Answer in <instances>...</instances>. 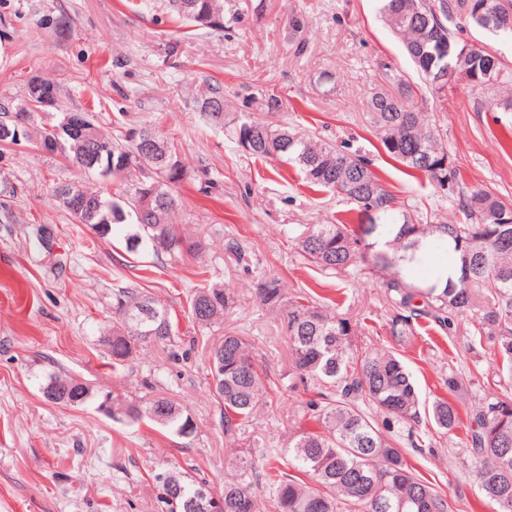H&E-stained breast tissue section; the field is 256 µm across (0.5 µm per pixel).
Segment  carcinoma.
Instances as JSON below:
<instances>
[{
    "label": "carcinoma",
    "instance_id": "carcinoma-1",
    "mask_svg": "<svg viewBox=\"0 0 512 512\" xmlns=\"http://www.w3.org/2000/svg\"><path fill=\"white\" fill-rule=\"evenodd\" d=\"M495 22L486 24L475 16L477 8ZM171 9L192 27L224 29L223 0H171ZM388 26L403 36L406 49L432 95L440 93L429 72L442 63L437 47L456 42L455 28L465 21L479 28L512 38V0H382ZM429 23H424L423 17ZM384 82L393 92L371 98L370 119L390 158L408 170L427 176L439 185L448 180V170L436 169L448 157L439 147L434 115L418 106L416 88L395 69L383 67ZM50 102L28 95L21 103H0V114H12L15 123H27L35 112L59 106L60 83L45 81ZM216 125H224V95L220 87L209 88L201 98L200 111ZM86 126L102 144L94 166L83 158L91 152L86 142L60 122L39 132L41 146L58 153L80 173L102 180L139 173L129 197H107L76 183L54 188V195L78 199V221L108 237L113 227L134 218L136 231L126 237L130 252L150 248L173 261L196 255L204 245L182 233L173 223L178 206L177 189L186 171L176 146L150 124L136 132L155 138L160 147L151 156L137 157L133 131L117 138L102 132L88 112L81 113ZM238 144L249 153L294 164L313 188L330 190L367 215L365 224H313L298 236V250L322 271H364L382 278V288L400 313L391 320V333L404 343L412 334L411 320L428 315L444 327L472 309H477L474 332L489 338V349L498 370L512 375V206L498 198L473 191L460 197L472 218L470 224H424L407 213L397 222L399 202L385 188L367 159L337 146L304 140L286 125L244 121L233 130ZM155 194L159 205L154 214L140 211L142 199ZM438 253L456 254L459 262L437 272L422 286L410 281L409 272L426 264ZM256 294L262 304L280 310L288 335L292 369L304 390L305 402L298 430L290 439L288 453L297 474H271V460L278 448L260 446L236 455L233 479L218 492L222 512H264L253 489L264 478L272 489L275 512H448V498L410 463L408 449L432 447L418 430L427 419L435 431L448 434L459 427L457 401L441 396L421 411L420 391L401 354L393 347L362 350L353 344L355 328L345 318L312 303L309 294L284 297L279 279L258 282ZM234 304L229 292L217 285L196 289L190 316L197 325L210 327ZM120 329L101 342L117 366L128 359L135 344L146 340L176 347L168 309L138 288H120L113 304ZM213 397L220 405L224 435L234 436L253 421L266 395L265 375L255 362L251 345L242 337L226 334L214 347ZM56 385V398L47 401L71 405L90 398L88 389L72 377L54 374L42 387ZM112 420L149 421L172 427L180 435L194 431L190 417L165 397L131 399L112 394ZM466 440L475 457V477L485 499L494 505L512 502V397L502 395L468 419ZM161 490L165 512H189L205 490L188 472L167 469L154 475Z\"/></svg>",
    "mask_w": 512,
    "mask_h": 512
}]
</instances>
